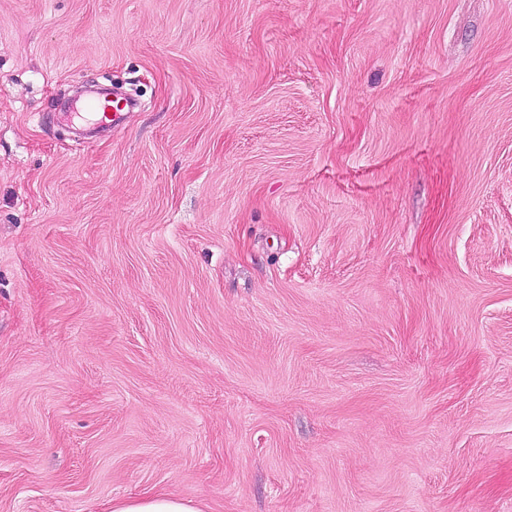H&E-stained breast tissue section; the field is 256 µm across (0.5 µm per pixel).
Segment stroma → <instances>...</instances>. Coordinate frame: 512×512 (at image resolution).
I'll list each match as a JSON object with an SVG mask.
<instances>
[{
    "instance_id": "obj_1",
    "label": "stroma",
    "mask_w": 512,
    "mask_h": 512,
    "mask_svg": "<svg viewBox=\"0 0 512 512\" xmlns=\"http://www.w3.org/2000/svg\"><path fill=\"white\" fill-rule=\"evenodd\" d=\"M161 492L512 512V0H0V512Z\"/></svg>"
}]
</instances>
